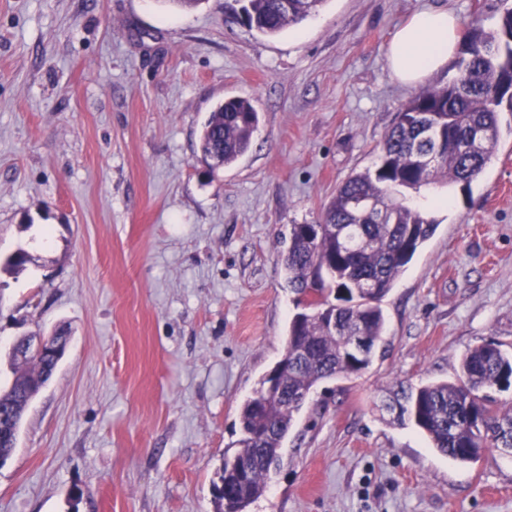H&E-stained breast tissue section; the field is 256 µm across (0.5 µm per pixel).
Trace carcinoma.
<instances>
[{
  "instance_id": "carcinoma-1",
  "label": "carcinoma",
  "mask_w": 512,
  "mask_h": 512,
  "mask_svg": "<svg viewBox=\"0 0 512 512\" xmlns=\"http://www.w3.org/2000/svg\"><path fill=\"white\" fill-rule=\"evenodd\" d=\"M235 19L274 36L315 14L325 0H235ZM457 74L422 87L398 110L375 169L350 175L325 206L318 227L292 224L281 264L305 298L288 326L282 355L285 399L267 395L268 376L239 408L237 450L224 454L216 487L219 512H247L266 491L295 415L322 382L358 375L381 341V300L438 220L406 192L439 183L475 181L491 163L500 139L499 112H512V7L493 29L476 21L462 39ZM258 112L247 99L219 104L202 126L199 152L213 168L231 165L249 149ZM364 199L384 211L355 208ZM15 386L37 389L51 371L41 361H15ZM512 386V353L494 344L469 349L455 379L401 385L396 420L419 429L433 448L459 462H475L488 448H512V406L492 390Z\"/></svg>"
}]
</instances>
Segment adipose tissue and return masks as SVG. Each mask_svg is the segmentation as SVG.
<instances>
[{
	"mask_svg": "<svg viewBox=\"0 0 512 512\" xmlns=\"http://www.w3.org/2000/svg\"><path fill=\"white\" fill-rule=\"evenodd\" d=\"M461 38L459 17L448 9H423L401 25L388 49V64L403 84L424 81L454 58Z\"/></svg>",
	"mask_w": 512,
	"mask_h": 512,
	"instance_id": "adipose-tissue-1",
	"label": "adipose tissue"
}]
</instances>
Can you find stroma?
I'll return each mask as SVG.
<instances>
[{"instance_id":"1","label":"stroma","mask_w":512,"mask_h":512,"mask_svg":"<svg viewBox=\"0 0 512 512\" xmlns=\"http://www.w3.org/2000/svg\"><path fill=\"white\" fill-rule=\"evenodd\" d=\"M236 7L0 0V387L12 342L69 336L0 466V512H216L239 406L302 310L279 232L376 163L416 92L388 66L398 27L446 8L489 28L504 4L326 0L274 36ZM229 97L259 125L212 170L199 135ZM499 126L470 188L437 187L450 204L381 301L385 354L316 387L249 512H512V456L453 461L383 408L474 346L512 349V112Z\"/></svg>"}]
</instances>
